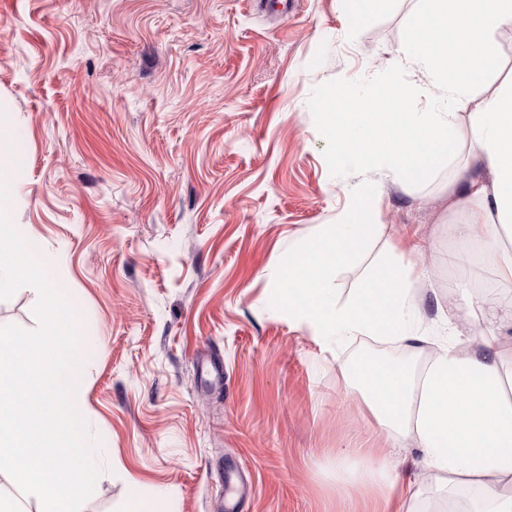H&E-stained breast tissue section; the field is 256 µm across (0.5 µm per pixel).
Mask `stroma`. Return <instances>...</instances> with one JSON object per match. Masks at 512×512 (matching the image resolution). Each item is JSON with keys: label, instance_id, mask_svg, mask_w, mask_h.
Returning <instances> with one entry per match:
<instances>
[{"label": "stroma", "instance_id": "obj_1", "mask_svg": "<svg viewBox=\"0 0 512 512\" xmlns=\"http://www.w3.org/2000/svg\"><path fill=\"white\" fill-rule=\"evenodd\" d=\"M0 0V133L23 169L13 221L81 313L75 402L101 466L81 512H375L355 448L382 434L340 368L411 349L337 341L274 296L289 256L336 224L354 193L378 225L338 268L361 287L391 246L416 241L425 327L475 290L442 189L464 153L404 188L340 163L323 119L334 90L419 83L404 53L422 0ZM39 294L0 301V323H39ZM423 512H463L434 491L420 450L395 460Z\"/></svg>", "mask_w": 512, "mask_h": 512}]
</instances>
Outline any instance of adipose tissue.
I'll list each match as a JSON object with an SVG mask.
<instances>
[{
    "label": "adipose tissue",
    "instance_id": "obj_1",
    "mask_svg": "<svg viewBox=\"0 0 512 512\" xmlns=\"http://www.w3.org/2000/svg\"><path fill=\"white\" fill-rule=\"evenodd\" d=\"M512 29V0H433L406 34L409 62L446 103L467 101V124L457 113L386 112L372 95L353 98V111L327 113L342 159L380 162L403 185L429 180L442 160L466 149L467 160L449 182L448 209L463 220L453 231L460 247L492 275L494 302L476 298L467 314L440 311L445 338L421 333L416 301L420 279L403 253L389 254L364 287L347 298L330 283L340 264L369 248L373 225L354 204L344 219L295 253L282 271L280 295L289 316L318 335L370 337L417 352L435 346L420 376L381 359L344 365L341 377L358 390L367 418L384 435L383 448H364L357 484L380 488L416 512L417 491L394 476L393 447L406 437L420 448L435 489H473L468 512H512V87L475 94V78L491 79L500 68L497 35ZM482 319L486 334L475 342L468 320Z\"/></svg>",
    "mask_w": 512,
    "mask_h": 512
}]
</instances>
